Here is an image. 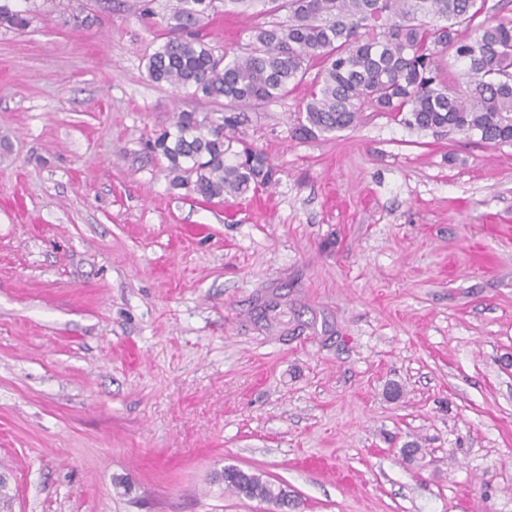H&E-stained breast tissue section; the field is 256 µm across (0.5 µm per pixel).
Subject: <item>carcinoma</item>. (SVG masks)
<instances>
[{
    "label": "carcinoma",
    "mask_w": 512,
    "mask_h": 512,
    "mask_svg": "<svg viewBox=\"0 0 512 512\" xmlns=\"http://www.w3.org/2000/svg\"><path fill=\"white\" fill-rule=\"evenodd\" d=\"M27 0H0V26L32 22ZM257 8L244 47L217 51L194 30L219 7ZM480 0H168L171 35L149 57L150 79L190 90L224 111L180 112L152 144L201 198L237 197L273 180L262 151L238 137L245 110L273 102L322 64L305 106L294 117L303 138L355 127L363 112H388L406 128L457 131L491 144L512 143V20L487 17ZM285 13L284 20L266 17ZM476 26L463 41L460 28ZM463 64L450 80L439 61L447 48ZM224 489L288 506L286 489L230 466Z\"/></svg>",
    "instance_id": "cac0c4a2"
}]
</instances>
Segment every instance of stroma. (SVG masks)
Wrapping results in <instances>:
<instances>
[{
    "label": "stroma",
    "mask_w": 512,
    "mask_h": 512,
    "mask_svg": "<svg viewBox=\"0 0 512 512\" xmlns=\"http://www.w3.org/2000/svg\"><path fill=\"white\" fill-rule=\"evenodd\" d=\"M30 4L0 27L13 512H263L227 466L286 485L287 512H512V145L385 112L295 139L315 64L242 129L273 183L205 202L149 148L215 110L149 78L162 4Z\"/></svg>",
    "instance_id": "1"
}]
</instances>
